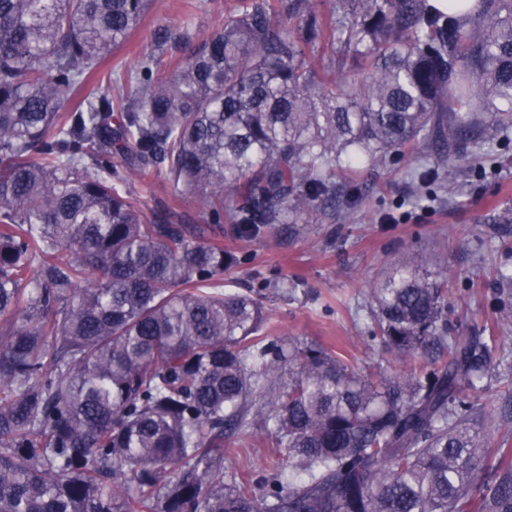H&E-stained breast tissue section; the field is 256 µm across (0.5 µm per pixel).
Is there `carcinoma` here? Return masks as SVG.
Here are the masks:
<instances>
[{"label": "carcinoma", "instance_id": "obj_1", "mask_svg": "<svg viewBox=\"0 0 512 512\" xmlns=\"http://www.w3.org/2000/svg\"><path fill=\"white\" fill-rule=\"evenodd\" d=\"M148 5L0 0V512H512L498 338L449 331L427 256L371 289L368 339L413 359L383 377L263 335L212 236L298 223L338 167L409 148L451 186L496 155L512 0H245L188 58L93 78ZM153 175L218 223L147 216ZM257 428L286 463L225 477Z\"/></svg>", "mask_w": 512, "mask_h": 512}]
</instances>
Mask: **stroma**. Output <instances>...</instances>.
Masks as SVG:
<instances>
[{
    "label": "stroma",
    "instance_id": "35a3bbf8",
    "mask_svg": "<svg viewBox=\"0 0 512 512\" xmlns=\"http://www.w3.org/2000/svg\"><path fill=\"white\" fill-rule=\"evenodd\" d=\"M242 0H150L128 40L103 62V69L137 68L155 47L158 32H189L194 41L221 30L224 15ZM433 164L416 158L364 166L336 176L337 192L351 203L317 209L299 224H276L255 238L225 229V250L240 262L224 277L228 292L261 289L270 315L269 333L342 354L365 374L396 375L406 362L377 344H366L371 290L390 267L418 252L431 271L448 280V324L453 329L483 328L495 333L496 375L512 382V140L481 174L466 176L448 197L417 194L424 171ZM147 213L170 214L178 224H205L198 202L156 181L144 195ZM289 278L291 288L277 287ZM257 432L251 447L224 450L226 472L270 468L281 457Z\"/></svg>",
    "mask_w": 512,
    "mask_h": 512
}]
</instances>
